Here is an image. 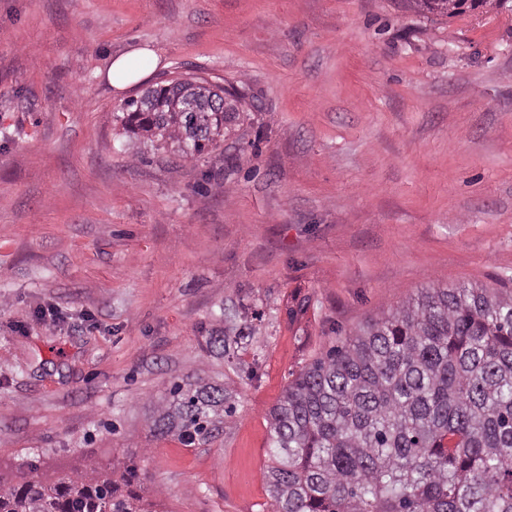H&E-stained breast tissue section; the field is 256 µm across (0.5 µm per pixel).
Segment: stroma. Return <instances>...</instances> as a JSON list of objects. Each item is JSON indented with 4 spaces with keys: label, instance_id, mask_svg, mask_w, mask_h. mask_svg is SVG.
Returning <instances> with one entry per match:
<instances>
[{
    "label": "stroma",
    "instance_id": "obj_1",
    "mask_svg": "<svg viewBox=\"0 0 512 512\" xmlns=\"http://www.w3.org/2000/svg\"><path fill=\"white\" fill-rule=\"evenodd\" d=\"M141 46L157 70L112 88ZM178 74L239 97L192 162L113 120ZM463 285L512 292V10L0 0V480L133 465L152 512H269L288 383L418 289ZM178 378L235 401L208 444L150 429ZM160 55L152 48L142 47L114 58L107 70V80L116 90L122 91L154 72Z\"/></svg>",
    "mask_w": 512,
    "mask_h": 512
}]
</instances>
